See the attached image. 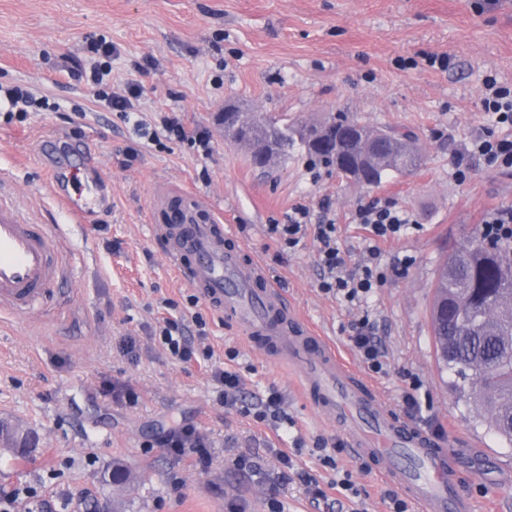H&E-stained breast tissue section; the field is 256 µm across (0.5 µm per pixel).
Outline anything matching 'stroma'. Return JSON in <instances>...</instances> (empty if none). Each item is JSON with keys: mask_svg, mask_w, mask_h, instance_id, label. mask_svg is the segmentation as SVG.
<instances>
[{"mask_svg": "<svg viewBox=\"0 0 512 512\" xmlns=\"http://www.w3.org/2000/svg\"><path fill=\"white\" fill-rule=\"evenodd\" d=\"M99 38L113 51L111 73L95 87L77 73L95 60ZM434 56L447 57V67L430 65ZM490 75L512 85V0H0V87L23 86L35 100L22 121L0 108V202L55 235L69 271L35 319L0 314V422L37 446L30 460L0 455V492L16 494L13 512H29L34 496L52 498L56 512L91 503L97 512H269L273 498L279 512H391L374 464L351 455L344 429L302 396L296 373L250 345L223 312L196 302V289L172 271L155 227L185 201L199 220L229 225L292 313L362 374L350 325L366 313L376 319L389 362L372 376L379 394L403 415L401 396L417 380L416 427L444 426L460 483L482 512H512V447L458 400L430 318L448 255L487 213L512 208V170L472 152L488 130L512 139V125L479 109ZM132 84L148 130L179 113L209 132L208 154L134 133L105 102ZM228 104L283 124L345 112L372 127H404L424 164L376 187L300 150L262 170L217 123ZM461 157L469 165L462 182ZM94 188L108 204L85 230L57 195L84 199ZM373 200L408 214L400 236L382 246L385 265H408L357 305L319 289L313 237L290 248L269 231L300 206L332 220L352 271L372 243L355 211ZM197 313L214 362L241 375L243 402L279 389L288 423L225 411L209 368L177 362L152 338L162 319L188 325ZM130 337L132 356L121 348ZM230 347L239 351L232 362ZM112 382L132 388L135 403L113 401L103 389ZM185 419L208 442V466L175 458L156 439ZM283 452L292 473L283 471ZM326 454L335 466L323 463ZM117 463L132 476L121 489L109 482ZM302 471L324 485L350 478L359 494L330 507L313 502Z\"/></svg>", "mask_w": 512, "mask_h": 512, "instance_id": "stroma-1", "label": "stroma"}]
</instances>
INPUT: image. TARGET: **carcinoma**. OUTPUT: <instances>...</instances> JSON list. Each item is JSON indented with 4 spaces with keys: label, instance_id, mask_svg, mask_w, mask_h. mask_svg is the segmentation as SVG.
Segmentation results:
<instances>
[{
    "label": "carcinoma",
    "instance_id": "carcinoma-1",
    "mask_svg": "<svg viewBox=\"0 0 512 512\" xmlns=\"http://www.w3.org/2000/svg\"><path fill=\"white\" fill-rule=\"evenodd\" d=\"M299 136L290 127L261 115L225 131L264 166L300 149L319 161L375 185L390 173H414L423 154L413 135L397 127L373 128L339 114L306 125ZM433 334L443 368L456 377L459 398L501 439L512 445V251L488 247L476 235L448 256L438 277L431 311Z\"/></svg>",
    "mask_w": 512,
    "mask_h": 512
}]
</instances>
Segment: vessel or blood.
Listing matches in <instances>:
<instances>
[{"label":"vessel or blood","mask_w":512,"mask_h":512,"mask_svg":"<svg viewBox=\"0 0 512 512\" xmlns=\"http://www.w3.org/2000/svg\"><path fill=\"white\" fill-rule=\"evenodd\" d=\"M156 230L166 238L168 258L179 275L223 308L249 338L266 341L279 360L300 369L306 399L338 418L370 422L372 434L353 436V456L373 461L378 477L402 489L417 512H473L453 465V448L395 417L371 381L324 337L293 318L259 262L225 248L223 225L198 222L194 209L186 208L181 223L160 224ZM188 255L193 265L185 264ZM64 273L52 235L21 223L0 205V309L34 310Z\"/></svg>","instance_id":"b4317fda"}]
</instances>
